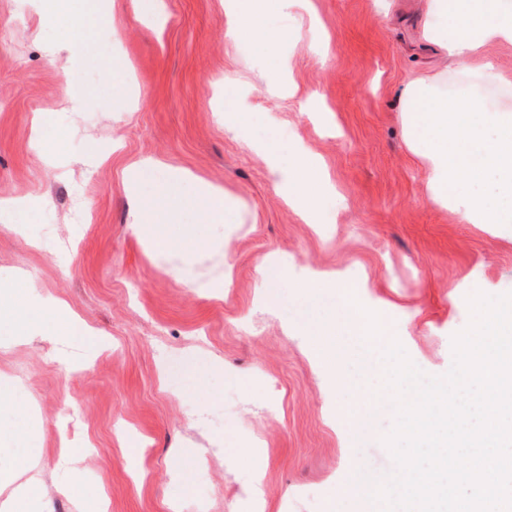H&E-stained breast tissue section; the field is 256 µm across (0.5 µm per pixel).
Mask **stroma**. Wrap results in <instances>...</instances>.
Instances as JSON below:
<instances>
[{
    "label": "stroma",
    "instance_id": "stroma-1",
    "mask_svg": "<svg viewBox=\"0 0 512 512\" xmlns=\"http://www.w3.org/2000/svg\"><path fill=\"white\" fill-rule=\"evenodd\" d=\"M135 2L116 0L123 36L112 46L97 29L91 57L51 61L46 44L64 35L41 27L37 0H0V198L33 207L27 219L0 215V284L64 304L107 342L1 338L0 375L21 388L0 423L33 426L12 447L36 464L55 512H77L56 492L63 452L82 457L107 512H255L257 472L265 512H359L339 491L359 472L393 469L380 437L394 416L381 409L355 427L336 405L385 390L381 356L338 298L302 284L342 273L419 368L449 370L467 296L512 292V227L429 202L403 102L417 75L489 102L512 96V44L494 49L505 81L490 86L423 48L422 0H291L265 15L280 34L273 48L228 38L225 0H166L159 34L137 20ZM285 66L295 96L254 91ZM81 75L89 92L71 112L65 85ZM225 104L241 134L225 130ZM259 125L281 162L303 148L321 157L334 186L322 223L288 207L244 143ZM146 157L232 192L236 222L188 211L168 225L167 248L134 236L155 176L132 186L128 172ZM182 237L195 239L192 252L177 246ZM269 256L288 261L273 303L261 290ZM135 436L147 440L140 457ZM205 448L204 467L180 486L175 472Z\"/></svg>",
    "mask_w": 512,
    "mask_h": 512
}]
</instances>
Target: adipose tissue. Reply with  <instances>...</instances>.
<instances>
[{"mask_svg":"<svg viewBox=\"0 0 512 512\" xmlns=\"http://www.w3.org/2000/svg\"><path fill=\"white\" fill-rule=\"evenodd\" d=\"M269 0H225L224 11L233 17L230 36L242 39H263L275 43L277 33L262 26ZM426 34L437 42L455 61L456 69L474 74L490 84L501 83L503 77L485 50L494 44H512V0H426ZM98 17L93 5L86 0L64 8L56 0H46L41 23L47 28L65 27L69 33L66 44L48 43V56H56L66 49L72 57H82L85 51L84 34ZM269 169L285 192V201L308 224L318 223V197L331 190L332 185L322 173L317 156L305 152L289 167H281L277 158L267 160ZM196 181V211L207 217H220L230 208L231 201L222 186L195 179L187 170L171 173L169 181L160 182L156 189L159 199L174 201V185L180 181ZM59 468L65 480L57 487L58 493L76 496L82 512H97L95 498L86 486L77 455L63 454ZM41 482L39 471L26 460L0 463V490H7L0 500V512H52L50 500L36 496Z\"/></svg>","mask_w":512,"mask_h":512,"instance_id":"ef3b65f1","label":"adipose tissue"}]
</instances>
